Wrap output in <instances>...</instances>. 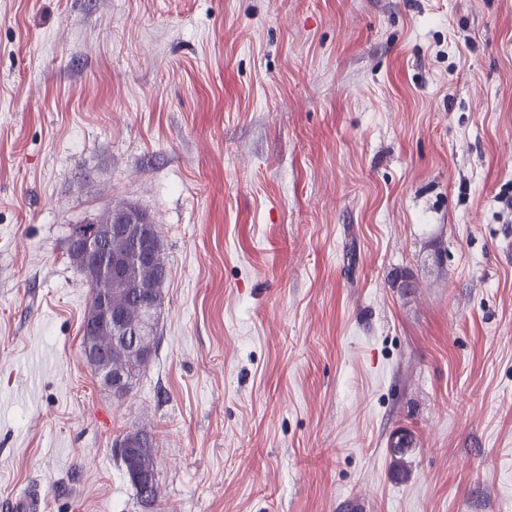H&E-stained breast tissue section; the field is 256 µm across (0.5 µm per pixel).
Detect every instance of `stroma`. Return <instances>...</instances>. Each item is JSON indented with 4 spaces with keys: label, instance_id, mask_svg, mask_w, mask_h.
I'll use <instances>...</instances> for the list:
<instances>
[{
    "label": "stroma",
    "instance_id": "1",
    "mask_svg": "<svg viewBox=\"0 0 512 512\" xmlns=\"http://www.w3.org/2000/svg\"><path fill=\"white\" fill-rule=\"evenodd\" d=\"M507 192L512 0H0V499L145 512V430L154 512H512ZM111 207L169 270L120 398ZM96 221L100 224L84 225L83 229L75 233L78 246L72 253L75 263L83 270L89 283L96 281L93 285H89L91 304H95L87 312L83 322L84 359L96 372L102 385L113 391H120L113 394L123 397L131 390L156 353L158 344L156 317L158 310L162 308V287L168 278V269L162 259V253L153 266L141 264L149 262L156 254L159 246L158 229L156 231V224L140 222L133 208L113 210L109 224V214L106 212ZM114 234H121L126 238L128 248L122 240L112 238ZM111 240L110 250L126 251L128 249L141 262L132 264L128 269V277L122 284L116 283L110 275H104L109 273L114 278L120 279L124 273L125 256L111 254L108 251L106 243ZM99 276L101 277L98 279ZM144 289L155 291L159 296L157 308L153 293L137 297L135 312L131 309L112 308V305L132 307L136 294ZM111 290L112 301L103 296L98 298L100 294ZM153 310H155L154 314L147 320V335L143 336L149 352L146 357H141L138 353H130L122 345H112V365L118 366L125 373V386L123 373L111 367L108 362V352L97 336H102L103 340L112 343L109 336L113 334L114 339H121L125 345L135 348L139 336L142 335L140 318L143 313ZM130 434H136L142 438L145 450L136 456L131 467L125 465L123 457L120 459L124 466L125 474L127 475L134 488V479L136 475L139 474V479L141 481L143 480V477H146V479L149 477L151 478V484L150 481L148 483L143 481L138 482L140 494L143 496H146V488L150 485L147 488L146 497H140L136 488L135 490L140 499V503H142L146 508H152L160 496V488L157 480V457L155 452L156 442L153 436L145 430H139L125 434L123 436L124 439L122 442L125 440V437ZM141 444V441L134 437L125 440L123 444L125 455H127L129 458H132L140 451Z\"/></svg>",
    "mask_w": 512,
    "mask_h": 512
}]
</instances>
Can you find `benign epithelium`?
<instances>
[{"label":"benign epithelium","mask_w":512,"mask_h":512,"mask_svg":"<svg viewBox=\"0 0 512 512\" xmlns=\"http://www.w3.org/2000/svg\"><path fill=\"white\" fill-rule=\"evenodd\" d=\"M114 234H120L127 239L128 250L141 263L150 261L159 246L155 225L140 222L131 208L112 211L108 224L84 226L75 233L78 246L73 251V259L91 283L106 273L116 279L123 277L125 256L110 253L106 246ZM155 308L154 294L147 293L137 297L133 310L114 309L112 301L102 296L87 312L83 322L84 359L96 372L102 385L120 391L125 386V377L109 364L108 352L99 337L112 335L127 346H136L139 336L142 335L140 318L143 313L151 312Z\"/></svg>","instance_id":"obj_1"}]
</instances>
